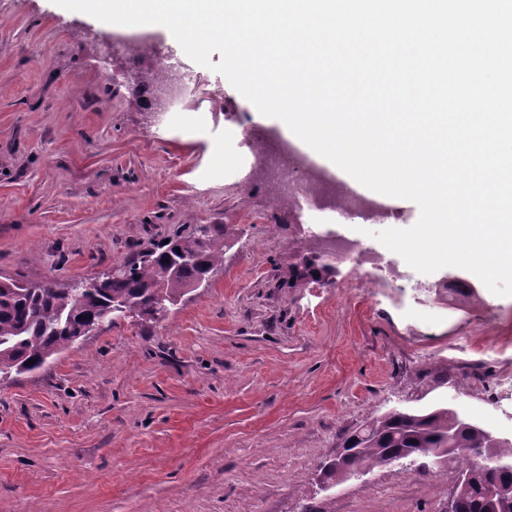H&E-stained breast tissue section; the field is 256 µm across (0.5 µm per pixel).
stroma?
Instances as JSON below:
<instances>
[{"mask_svg": "<svg viewBox=\"0 0 512 512\" xmlns=\"http://www.w3.org/2000/svg\"><path fill=\"white\" fill-rule=\"evenodd\" d=\"M106 30L54 0H0V278L94 277L198 224L224 225L228 247L211 287L166 320L117 321L0 381V512H443L447 468H377L323 491L320 467L392 408L444 401L512 437V297L456 267L410 273L477 296L445 306L388 287L408 265L358 235L359 218L305 208L300 228L271 232L282 212L224 118L247 101L213 71L220 53L191 70L222 111L157 124L126 77L178 42L150 30L108 62ZM330 235L382 265L297 278Z\"/></svg>", "mask_w": 512, "mask_h": 512, "instance_id": "1", "label": "stroma"}]
</instances>
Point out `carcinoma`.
<instances>
[{
  "label": "carcinoma",
  "mask_w": 512,
  "mask_h": 512,
  "mask_svg": "<svg viewBox=\"0 0 512 512\" xmlns=\"http://www.w3.org/2000/svg\"><path fill=\"white\" fill-rule=\"evenodd\" d=\"M224 225L202 224L192 235L157 243L124 262L123 278L104 288H89L83 299L44 280H0V378L43 367L54 355L74 346L76 330L99 320L120 304L129 316L158 323L154 315L170 299L189 288L206 284L224 261ZM188 259L178 273L177 261ZM303 272L321 278L330 267L311 256L301 262ZM34 363L27 364L28 360ZM484 428L451 408L383 413L344 441L356 452L333 464L327 481L336 485L360 469L390 465L392 457L426 458L456 472H476L458 503L457 512H488L486 487L501 492L498 512H512V438L489 447Z\"/></svg>",
  "instance_id": "1"
}]
</instances>
